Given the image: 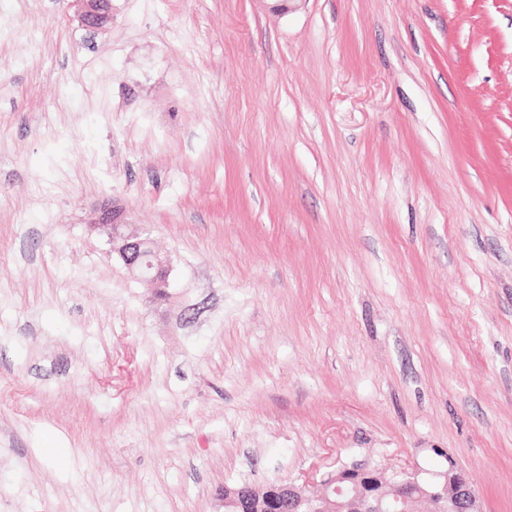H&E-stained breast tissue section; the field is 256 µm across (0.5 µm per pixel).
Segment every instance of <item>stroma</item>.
Instances as JSON below:
<instances>
[{"instance_id":"obj_1","label":"stroma","mask_w":512,"mask_h":512,"mask_svg":"<svg viewBox=\"0 0 512 512\" xmlns=\"http://www.w3.org/2000/svg\"><path fill=\"white\" fill-rule=\"evenodd\" d=\"M451 459L512 512V0H0V512ZM76 7L79 21L91 29L102 28L112 21V0H69ZM120 212L116 207L104 206L89 226L104 233L112 257L129 273L151 288L155 296H168L171 282L166 260L152 249L144 231L131 229L132 224L121 220Z\"/></svg>"}]
</instances>
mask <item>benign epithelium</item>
Masks as SVG:
<instances>
[{"label":"benign epithelium","instance_id":"1","mask_svg":"<svg viewBox=\"0 0 512 512\" xmlns=\"http://www.w3.org/2000/svg\"><path fill=\"white\" fill-rule=\"evenodd\" d=\"M82 25L102 28L112 21V0H70ZM90 228L106 236L109 252L137 280L158 297L171 286L166 260L151 247L145 232L121 220L120 209L105 206ZM225 512H422L421 503L449 499L457 512H481L474 485L456 468L439 474V480L421 485L419 472L388 471L378 466H342L313 486L306 482H281L259 494L248 485L224 487L219 492Z\"/></svg>","mask_w":512,"mask_h":512}]
</instances>
